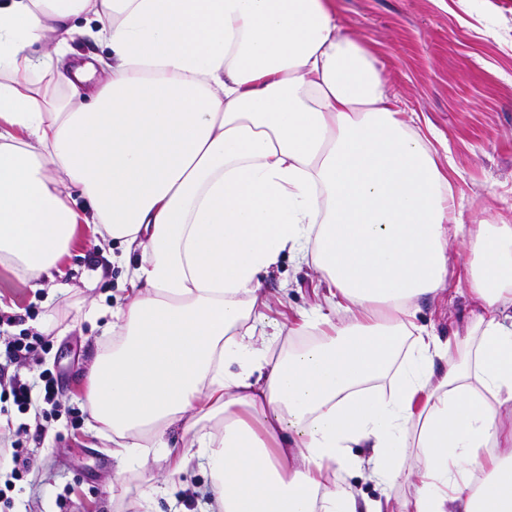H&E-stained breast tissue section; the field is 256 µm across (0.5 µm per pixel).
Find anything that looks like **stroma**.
Wrapping results in <instances>:
<instances>
[{
	"label": "stroma",
	"instance_id": "1",
	"mask_svg": "<svg viewBox=\"0 0 512 512\" xmlns=\"http://www.w3.org/2000/svg\"><path fill=\"white\" fill-rule=\"evenodd\" d=\"M336 22L358 35L385 65L390 91L407 118L431 125L441 138L437 162L447 171L465 223L512 224V0H336ZM72 291L46 302L10 266L0 264V341L41 333L47 312L61 333L49 350L26 366L8 365L0 378L38 381L42 371L57 379L60 413L39 404L19 413L0 404V418L13 424L46 425L44 440L22 433L33 464L17 491L0 499V512H110L117 463L106 440L90 427L86 378L94 356L107 343L111 317L85 318L88 298L124 306L126 265L121 249L78 247L64 261ZM101 279L87 289L85 278ZM269 307L265 335L277 334L296 311L322 303L327 292L309 265L282 259L263 276ZM465 296L424 300L418 324L448 337L463 327ZM209 474L196 465L156 495L155 512H209Z\"/></svg>",
	"mask_w": 512,
	"mask_h": 512
}]
</instances>
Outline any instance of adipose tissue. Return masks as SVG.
<instances>
[{
    "mask_svg": "<svg viewBox=\"0 0 512 512\" xmlns=\"http://www.w3.org/2000/svg\"><path fill=\"white\" fill-rule=\"evenodd\" d=\"M333 0H0V264L39 282L78 225L136 255L88 374L97 434L149 512L194 460L215 512H512V224H464L377 54ZM83 18L108 79L61 64ZM465 241L460 268L448 245ZM313 266L323 308L257 339L262 274ZM473 304L442 338L417 303ZM192 435L170 446L169 430ZM369 449L365 459L352 449ZM152 458L155 470L141 462ZM346 480L348 483L358 488L367 498L372 500H384L385 494L389 492L384 485L365 480L356 471H350L346 474Z\"/></svg>",
    "mask_w": 512,
    "mask_h": 512,
    "instance_id": "obj_1",
    "label": "adipose tissue"
}]
</instances>
